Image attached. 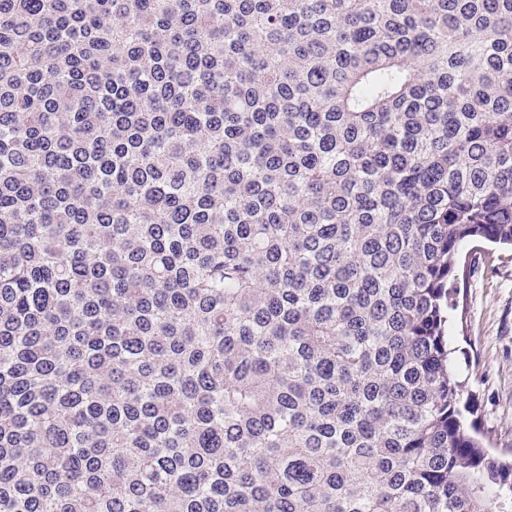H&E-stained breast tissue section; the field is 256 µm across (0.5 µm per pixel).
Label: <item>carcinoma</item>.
Instances as JSON below:
<instances>
[{
	"label": "carcinoma",
	"instance_id": "obj_1",
	"mask_svg": "<svg viewBox=\"0 0 512 512\" xmlns=\"http://www.w3.org/2000/svg\"><path fill=\"white\" fill-rule=\"evenodd\" d=\"M465 241L512 0H0V512H512Z\"/></svg>",
	"mask_w": 512,
	"mask_h": 512
}]
</instances>
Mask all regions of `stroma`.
I'll return each mask as SVG.
<instances>
[{
  "label": "stroma",
  "instance_id": "35a3bbf8",
  "mask_svg": "<svg viewBox=\"0 0 512 512\" xmlns=\"http://www.w3.org/2000/svg\"><path fill=\"white\" fill-rule=\"evenodd\" d=\"M459 252L464 279L448 325L451 366L465 381L462 395L497 455L512 459V250Z\"/></svg>",
  "mask_w": 512,
  "mask_h": 512
}]
</instances>
